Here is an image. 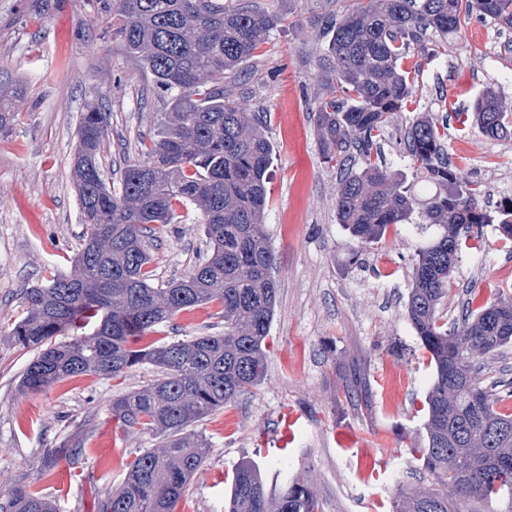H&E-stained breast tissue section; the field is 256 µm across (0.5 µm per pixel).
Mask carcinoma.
Wrapping results in <instances>:
<instances>
[{
	"mask_svg": "<svg viewBox=\"0 0 512 512\" xmlns=\"http://www.w3.org/2000/svg\"><path fill=\"white\" fill-rule=\"evenodd\" d=\"M118 15L117 34L159 88L172 92L159 134L129 160L119 186L106 184L99 164L107 115L92 106L83 114L73 159V181L85 231L70 275L55 274L24 290L26 315L10 329L15 344L40 350L20 379L25 393L89 373L118 379L150 364L162 377L142 390L112 399V416L163 438L161 450L141 454L124 483L98 512H173L198 473L209 440L190 429L212 412L251 392L266 374L267 344L277 288L275 255L264 224L273 147L262 127L249 124L246 106L224 101V72L255 56L283 21L236 0H99ZM476 14L512 29V0H354L341 19L326 21L336 89L315 112L323 154L344 156L355 147L361 164L340 180L336 219L367 247L419 211L421 232L406 311L422 348L430 354L433 381L426 399V446L420 469L432 483L396 489L394 512H512V494L497 492L502 474L512 479V414L504 397L481 385L478 359L512 344V296L465 315L450 330L439 307L448 277L465 248L489 224L512 240V198L489 210L482 186L463 182L443 161L444 134L423 114L405 129L406 151L432 193L419 198L416 182L387 166L380 141L415 90L422 61L433 57L428 36L448 44L460 16ZM415 52L420 60L405 62ZM491 87L471 116L484 136L512 138V122ZM18 113L0 90V128ZM201 213L209 254L192 272L158 288L152 283L147 232L174 224L178 208ZM215 302L224 333L142 346L156 325L176 313ZM93 332L59 342L79 330ZM268 487L251 459L232 472L224 512H322L302 474L278 472ZM0 512H57L50 499L18 488Z\"/></svg>",
	"mask_w": 512,
	"mask_h": 512,
	"instance_id": "cac0c4a2",
	"label": "carcinoma"
}]
</instances>
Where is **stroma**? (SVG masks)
Instances as JSON below:
<instances>
[{
  "label": "stroma",
  "mask_w": 512,
  "mask_h": 512,
  "mask_svg": "<svg viewBox=\"0 0 512 512\" xmlns=\"http://www.w3.org/2000/svg\"><path fill=\"white\" fill-rule=\"evenodd\" d=\"M285 20L257 55L224 76V98L247 102L274 149L265 228L277 262L267 375L236 403L195 423L212 448L174 512H224L231 473L244 458L266 475L280 466L305 471L322 512H387L400 482L429 484L416 451L424 447L428 353L407 318L406 301L421 241L416 225L393 226L349 265L356 244L336 219L345 164L326 158L313 115L333 91L325 21L353 0H248ZM120 19L90 0H58L48 13L33 0H0V84L22 87L18 118L0 130V502L16 488L40 492L58 512H97L137 455L159 435L112 418L115 395L160 377L140 365L112 380L69 377L26 394L19 380L35 352L8 332L23 318V290L49 273L70 274L84 226L70 175L76 133L90 104L107 114L100 161L107 182L156 134L169 97L124 50ZM512 104V30L470 16L457 38L425 65L411 102L381 142L405 175L404 131L422 113L447 122L451 168L480 182L490 203L512 189V139L492 140L462 124L487 87ZM179 223L152 231L154 285L188 275L208 250L200 213L188 204ZM512 289V246L486 226L478 248L463 251L440 315L448 323ZM217 304L177 313L148 333L161 344L220 334ZM479 380L512 409V345L479 360ZM365 384L343 389L353 372Z\"/></svg>",
  "instance_id": "stroma-1"
}]
</instances>
